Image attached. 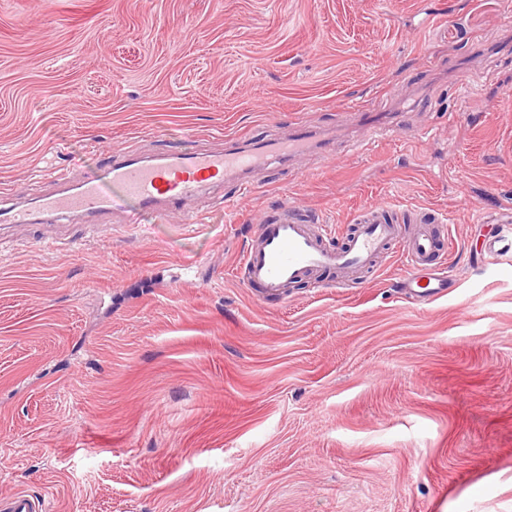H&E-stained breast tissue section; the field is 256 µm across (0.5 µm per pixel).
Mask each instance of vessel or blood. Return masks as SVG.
I'll use <instances>...</instances> for the list:
<instances>
[{
  "label": "vessel or blood",
  "instance_id": "obj_1",
  "mask_svg": "<svg viewBox=\"0 0 512 512\" xmlns=\"http://www.w3.org/2000/svg\"><path fill=\"white\" fill-rule=\"evenodd\" d=\"M313 145V135L301 130L285 140L269 138L260 146L225 153L192 150L158 153L144 159L139 153L128 152L114 156L100 175L38 196L34 206L0 207V222L14 226L39 224L74 213L91 220L120 209L129 200L163 215L183 208L201 190L221 184L225 173L262 167L272 160L310 150ZM396 240L403 243L402 254L410 269L403 288L421 301L443 293L447 274L428 268L438 251L436 237L427 231L402 236L391 208L384 204L361 208L353 232L338 247L325 241L318 222L304 215L297 205L280 207L258 224L244 251V283L259 289L263 296L278 297L285 288L312 276L367 271Z\"/></svg>",
  "mask_w": 512,
  "mask_h": 512
}]
</instances>
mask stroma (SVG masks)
<instances>
[{"mask_svg":"<svg viewBox=\"0 0 512 512\" xmlns=\"http://www.w3.org/2000/svg\"><path fill=\"white\" fill-rule=\"evenodd\" d=\"M323 148L186 205L0 230V499L41 512H512V0H0V202L108 155ZM294 202L341 245L369 203L440 216L362 278L253 295Z\"/></svg>","mask_w":512,"mask_h":512,"instance_id":"35a3bbf8","label":"stroma"}]
</instances>
